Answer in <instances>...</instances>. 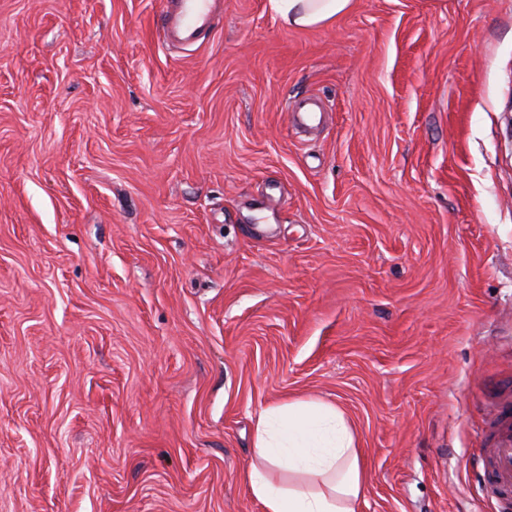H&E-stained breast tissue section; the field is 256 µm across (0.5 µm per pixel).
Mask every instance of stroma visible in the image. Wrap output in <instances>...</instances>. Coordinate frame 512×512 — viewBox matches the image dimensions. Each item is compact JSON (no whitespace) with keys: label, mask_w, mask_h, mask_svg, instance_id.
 <instances>
[{"label":"stroma","mask_w":512,"mask_h":512,"mask_svg":"<svg viewBox=\"0 0 512 512\" xmlns=\"http://www.w3.org/2000/svg\"><path fill=\"white\" fill-rule=\"evenodd\" d=\"M221 8L173 45L166 0H0V512H263L299 397L354 425L358 512H512V0ZM353 0H268V8L280 22L294 30L327 25L346 13ZM290 108L294 123L303 129L311 128L320 114L316 103L311 98H305L300 102L294 101ZM487 464L483 461V481L502 495H512V395L497 402L496 430Z\"/></svg>","instance_id":"stroma-1"}]
</instances>
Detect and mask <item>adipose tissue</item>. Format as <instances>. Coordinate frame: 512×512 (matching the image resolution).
I'll return each instance as SVG.
<instances>
[{"label":"adipose tissue","mask_w":512,"mask_h":512,"mask_svg":"<svg viewBox=\"0 0 512 512\" xmlns=\"http://www.w3.org/2000/svg\"><path fill=\"white\" fill-rule=\"evenodd\" d=\"M353 0H268L294 30L329 24ZM366 471L356 431L335 404L295 398L257 415L248 487L263 512H357Z\"/></svg>","instance_id":"adipose-tissue-1"}]
</instances>
